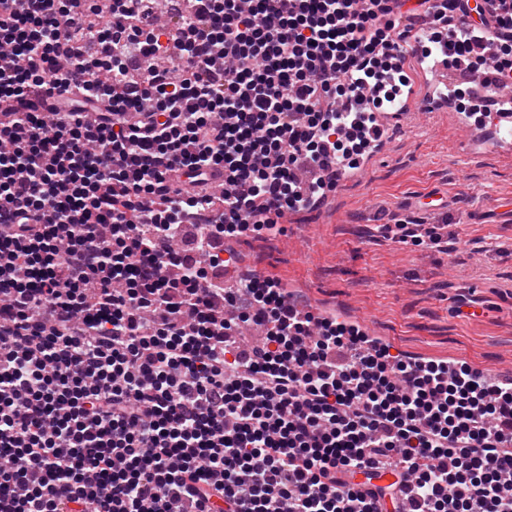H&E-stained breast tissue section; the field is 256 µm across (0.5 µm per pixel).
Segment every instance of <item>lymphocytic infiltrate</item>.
<instances>
[{"mask_svg": "<svg viewBox=\"0 0 512 512\" xmlns=\"http://www.w3.org/2000/svg\"><path fill=\"white\" fill-rule=\"evenodd\" d=\"M191 2L0 0V512H512V381L223 279L380 140L427 0ZM494 2L443 0L492 57L433 42L501 89Z\"/></svg>", "mask_w": 512, "mask_h": 512, "instance_id": "1", "label": "lymphocytic infiltrate"}]
</instances>
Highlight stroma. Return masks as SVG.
<instances>
[{"label": "stroma", "mask_w": 512, "mask_h": 512, "mask_svg": "<svg viewBox=\"0 0 512 512\" xmlns=\"http://www.w3.org/2000/svg\"><path fill=\"white\" fill-rule=\"evenodd\" d=\"M387 124L389 139L323 205L241 238L240 268L410 356L512 372V150L474 143L457 110L411 108ZM402 222L435 229L447 250L402 241ZM460 295L477 315L456 312Z\"/></svg>", "instance_id": "stroma-1"}]
</instances>
